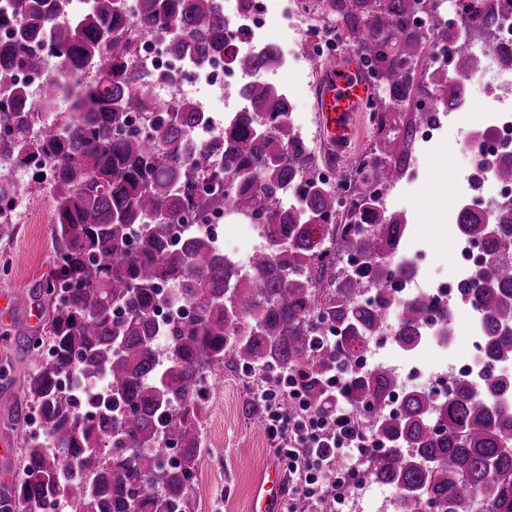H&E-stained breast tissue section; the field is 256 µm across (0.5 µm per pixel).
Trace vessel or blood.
<instances>
[{"instance_id": "b4317fda", "label": "vessel or blood", "mask_w": 512, "mask_h": 512, "mask_svg": "<svg viewBox=\"0 0 512 512\" xmlns=\"http://www.w3.org/2000/svg\"><path fill=\"white\" fill-rule=\"evenodd\" d=\"M370 94V80L357 55L343 53L323 69L316 101L330 150L340 155L347 151L356 134L355 116ZM283 490L281 469L269 465L252 492L254 512H277Z\"/></svg>"}]
</instances>
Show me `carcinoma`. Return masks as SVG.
<instances>
[{
  "label": "carcinoma",
  "mask_w": 512,
  "mask_h": 512,
  "mask_svg": "<svg viewBox=\"0 0 512 512\" xmlns=\"http://www.w3.org/2000/svg\"><path fill=\"white\" fill-rule=\"evenodd\" d=\"M68 0H18L23 23L0 42V162L30 158L53 163L51 180L25 187L35 200L50 193L57 271L45 288L49 358L24 386L37 428L22 434L24 478L0 512H27L49 497L68 512H188L201 457L200 418L209 377L232 364L246 370L294 373L308 398L328 405L324 379L336 375L357 425L368 438L364 476L397 491L399 512H512V382L494 368L512 362V201L492 221L475 207L456 222L480 244L488 263L456 292L476 313L485 355L481 381L461 377L445 396L407 390L388 411L401 377L384 365L351 366L355 344L369 345L387 330L411 352L434 336L456 334L448 311L429 329L432 301L402 297L390 285L415 274L399 256L402 214L381 199L404 175L405 152L381 151L358 166L363 191L342 206L326 186L306 142L296 133L291 103L271 83L245 85L249 106L224 122L222 139L204 147L188 129L205 121L196 101L173 96L152 108V89L135 88L123 73L129 44L119 37L131 18L164 35L175 27L174 52L196 63L224 42V0H90L71 20L59 19ZM449 0H323L344 41L384 89L371 106L397 112L415 92L448 91L460 101L483 56L462 50L443 21ZM512 0H469L460 25L495 36ZM426 14L448 43L450 72L417 79L426 54L414 18ZM46 39L60 68L24 45ZM231 63L250 75L279 63L276 48L231 49ZM45 73L41 111H31L27 88L14 73ZM70 100L59 112L61 100ZM140 112L144 129L129 130ZM214 186L194 195L198 179ZM232 208L261 213L264 245L247 271L224 260L207 235L170 239L188 209ZM345 223H335L340 209ZM138 247L131 248L134 228ZM354 256L360 268L342 260ZM179 285L195 306L188 321L155 318L159 284ZM334 332L333 344L318 337ZM70 377L71 390L58 380ZM103 379L110 398L95 400L89 383ZM91 407L86 416L83 410ZM181 450L168 467L161 449Z\"/></svg>",
  "instance_id": "carcinoma-1"
}]
</instances>
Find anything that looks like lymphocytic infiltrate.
<instances>
[{"mask_svg":"<svg viewBox=\"0 0 512 512\" xmlns=\"http://www.w3.org/2000/svg\"><path fill=\"white\" fill-rule=\"evenodd\" d=\"M325 392L331 406L321 411L297 386L281 390L269 376L254 391L264 408L262 425L269 444L292 484V495L280 512H325L336 495L337 479L353 481L360 473L365 443L336 377L326 378ZM284 394L294 406L289 415L278 406Z\"/></svg>","mask_w":512,"mask_h":512,"instance_id":"1","label":"lymphocytic infiltrate"}]
</instances>
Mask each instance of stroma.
Instances as JSON below:
<instances>
[{"label": "stroma", "mask_w": 512, "mask_h": 512, "mask_svg": "<svg viewBox=\"0 0 512 512\" xmlns=\"http://www.w3.org/2000/svg\"><path fill=\"white\" fill-rule=\"evenodd\" d=\"M316 85L310 73H300L294 94L300 119L316 132L309 146L316 163L321 164L329 155L327 143L318 133ZM482 110L480 99H470L467 110L451 113V126L430 147L408 146L397 134H380L365 114H358V135L339 161L343 170L353 171L385 142L393 150L408 152L411 168L390 192L388 209L405 216L401 252L414 256L418 278L429 283L449 281L458 273L454 251L457 226L448 217L463 200L458 176L465 164L462 134L474 128ZM50 216V196L27 201L20 223L0 234V391L17 396L22 395L34 363L26 341L44 333V288L56 269ZM16 295L21 296V303L6 309L7 299ZM471 314L468 307L457 311L455 326L460 338L454 350L418 349V358L428 368H449L468 354L472 341L465 331ZM254 402L251 385L242 373L224 370L213 376L202 410L203 458L190 512H252V486L275 458L259 420L249 412Z\"/></svg>", "instance_id": "obj_1"}]
</instances>
